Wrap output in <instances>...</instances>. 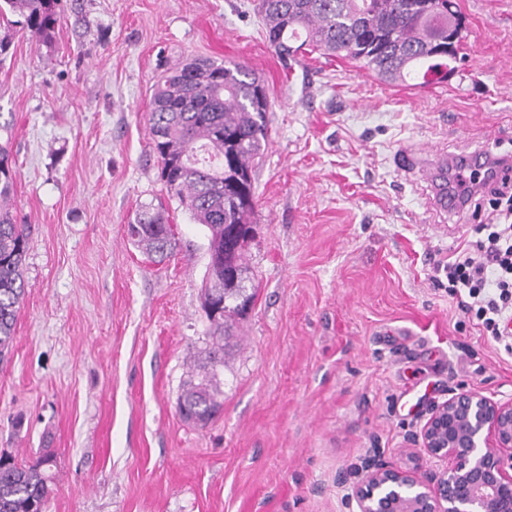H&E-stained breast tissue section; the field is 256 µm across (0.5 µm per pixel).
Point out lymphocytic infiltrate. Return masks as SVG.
Wrapping results in <instances>:
<instances>
[{
	"label": "lymphocytic infiltrate",
	"mask_w": 512,
	"mask_h": 512,
	"mask_svg": "<svg viewBox=\"0 0 512 512\" xmlns=\"http://www.w3.org/2000/svg\"><path fill=\"white\" fill-rule=\"evenodd\" d=\"M484 236L445 264L448 291L498 342L512 341V183L490 187Z\"/></svg>",
	"instance_id": "lymphocytic-infiltrate-1"
}]
</instances>
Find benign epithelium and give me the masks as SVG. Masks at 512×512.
Wrapping results in <instances>:
<instances>
[{
	"mask_svg": "<svg viewBox=\"0 0 512 512\" xmlns=\"http://www.w3.org/2000/svg\"><path fill=\"white\" fill-rule=\"evenodd\" d=\"M419 439L436 460L427 479L368 462L356 512H512V401L461 388L434 405Z\"/></svg>",
	"mask_w": 512,
	"mask_h": 512,
	"instance_id": "1",
	"label": "benign epithelium"
}]
</instances>
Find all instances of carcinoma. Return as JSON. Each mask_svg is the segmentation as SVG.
Instances as JSON below:
<instances>
[{
  "mask_svg": "<svg viewBox=\"0 0 512 512\" xmlns=\"http://www.w3.org/2000/svg\"><path fill=\"white\" fill-rule=\"evenodd\" d=\"M24 18L31 40L53 37L60 0H3ZM452 0H259L270 47L284 67L304 47L354 60L390 82L448 79L462 60L461 46L442 53L448 41ZM265 87L247 66L195 58L174 68L154 90L149 137L161 161L166 189L208 231L210 290L218 308L206 313L212 339L205 361L193 365L177 410L185 421L205 425L223 408L219 369L226 367L224 335L238 305L254 301L240 266L253 237L255 197L251 169L268 138ZM203 151L219 160L202 162ZM13 175L8 147L0 144V362L13 342L25 296L28 225L13 212ZM133 223L142 231L130 240L148 256L164 255L176 241L174 225L160 208L143 207ZM239 227L234 250H224V225ZM44 456L33 464L0 457V512H44L49 493Z\"/></svg>",
  "mask_w": 512,
  "mask_h": 512,
  "instance_id": "obj_1",
  "label": "carcinoma"
}]
</instances>
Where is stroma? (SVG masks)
I'll return each instance as SVG.
<instances>
[{"mask_svg":"<svg viewBox=\"0 0 512 512\" xmlns=\"http://www.w3.org/2000/svg\"><path fill=\"white\" fill-rule=\"evenodd\" d=\"M256 3L61 0L40 45L0 25V142L31 227L0 456L52 455L46 512H352L366 459L428 476L414 437L449 393L512 400V352L441 269L485 215L436 211L437 173L397 163L409 146L512 153V0H457L464 60L424 87L304 49L284 68ZM197 57L247 65L271 104L245 257L256 297L204 427L176 402L211 344L209 241L161 181L148 124L159 78ZM149 204L177 228L161 260L126 236Z\"/></svg>","mask_w":512,"mask_h":512,"instance_id":"35a3bbf8","label":"stroma"}]
</instances>
